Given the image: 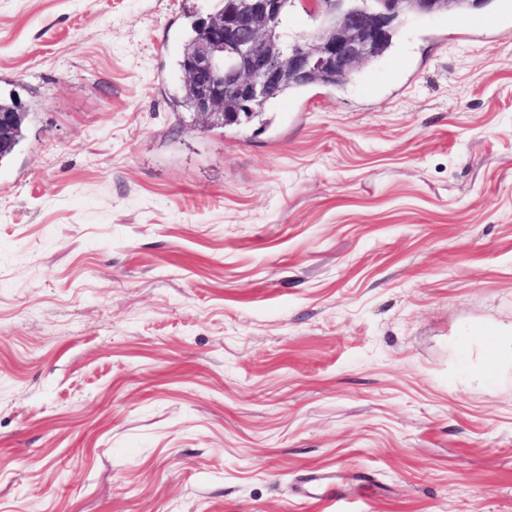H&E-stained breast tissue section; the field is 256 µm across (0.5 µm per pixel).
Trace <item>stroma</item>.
<instances>
[{"label": "stroma", "mask_w": 512, "mask_h": 512, "mask_svg": "<svg viewBox=\"0 0 512 512\" xmlns=\"http://www.w3.org/2000/svg\"><path fill=\"white\" fill-rule=\"evenodd\" d=\"M219 4L0 0V512H512V0L207 128ZM0 107H3L5 110L0 109V151L1 149L7 147L11 140L13 134V124L15 117L18 115V112L7 111L6 109H10L14 107V100L10 99L2 100L0 99Z\"/></svg>", "instance_id": "1"}]
</instances>
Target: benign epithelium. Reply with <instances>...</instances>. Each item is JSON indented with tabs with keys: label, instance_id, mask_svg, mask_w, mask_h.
<instances>
[{
	"label": "benign epithelium",
	"instance_id": "benign-epithelium-1",
	"mask_svg": "<svg viewBox=\"0 0 512 512\" xmlns=\"http://www.w3.org/2000/svg\"><path fill=\"white\" fill-rule=\"evenodd\" d=\"M224 0L223 7L200 19L206 37L185 55L183 83L194 90V108L204 123L238 121L255 99L271 95L286 79L301 85L332 84L357 71L389 48L401 15L437 17L483 0H373L374 6L351 0H304L320 18L319 28L291 44L280 43L283 0ZM239 112H224L225 101ZM17 113L0 109V150L13 134Z\"/></svg>",
	"mask_w": 512,
	"mask_h": 512
}]
</instances>
